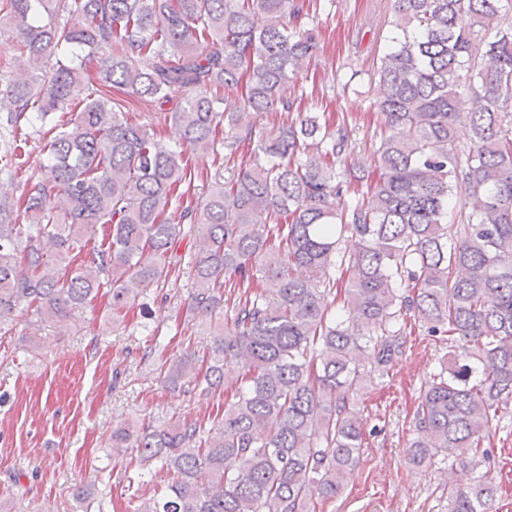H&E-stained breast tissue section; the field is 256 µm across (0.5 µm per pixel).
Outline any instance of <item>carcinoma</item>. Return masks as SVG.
<instances>
[{
	"label": "carcinoma",
	"mask_w": 512,
	"mask_h": 512,
	"mask_svg": "<svg viewBox=\"0 0 512 512\" xmlns=\"http://www.w3.org/2000/svg\"><path fill=\"white\" fill-rule=\"evenodd\" d=\"M512 0H393L377 58L379 175L365 193L344 122L301 107L298 75L318 52L302 20L319 0H3L26 78L0 91V173L24 166L26 113L59 114L45 145L54 183L0 202V330L31 311L64 324L100 292L112 321L165 287L181 224H205L186 316L233 314L211 348L161 357L158 378L224 401L221 413L118 427L112 448L168 480L133 512H317L356 463L363 383L389 375L407 320L448 337L420 395L413 466L473 448L448 512H489L499 406L512 400ZM66 19H61V14ZM93 65L99 83L83 74ZM242 92L244 111L218 90ZM173 103L127 117V103ZM273 117V122L266 119ZM465 121L471 147L456 127ZM253 146L237 179L190 196L186 155ZM464 193L461 209L452 205ZM171 210L180 222L170 221ZM456 238L448 243V222ZM104 228L100 245L88 235ZM357 238L359 249L341 248ZM347 276L345 283L336 270ZM345 315L332 310L334 289ZM83 512L104 494L75 492Z\"/></svg>",
	"instance_id": "cac0c4a2"
}]
</instances>
